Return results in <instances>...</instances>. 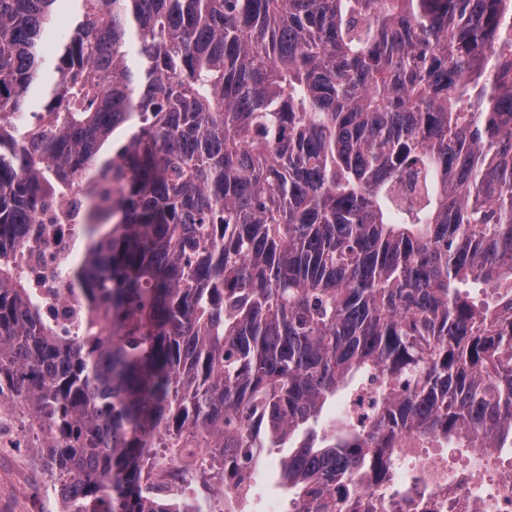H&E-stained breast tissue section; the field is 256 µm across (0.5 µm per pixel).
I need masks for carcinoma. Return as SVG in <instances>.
Here are the masks:
<instances>
[{
  "instance_id": "obj_1",
  "label": "carcinoma",
  "mask_w": 512,
  "mask_h": 512,
  "mask_svg": "<svg viewBox=\"0 0 512 512\" xmlns=\"http://www.w3.org/2000/svg\"><path fill=\"white\" fill-rule=\"evenodd\" d=\"M75 2L46 78L63 0H0V397L65 512H204L149 493L194 440L227 510L289 449L294 512L370 507L407 435L512 446V0ZM74 183L71 335L19 255Z\"/></svg>"
}]
</instances>
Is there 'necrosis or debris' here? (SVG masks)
I'll return each instance as SVG.
<instances>
[{
    "label": "necrosis or debris",
    "mask_w": 512,
    "mask_h": 512,
    "mask_svg": "<svg viewBox=\"0 0 512 512\" xmlns=\"http://www.w3.org/2000/svg\"><path fill=\"white\" fill-rule=\"evenodd\" d=\"M60 205L41 210L39 218L52 233L45 244L26 249L21 273L31 280L58 274L74 250L70 223L58 220ZM417 484L412 504L392 494L376 499L374 512H512V449L464 456L452 462L440 445L412 443L401 459ZM218 478L214 454L201 446L186 449L180 459L157 465L151 481L154 495L188 497L195 477Z\"/></svg>",
    "instance_id": "necrosis-or-debris-1"
}]
</instances>
